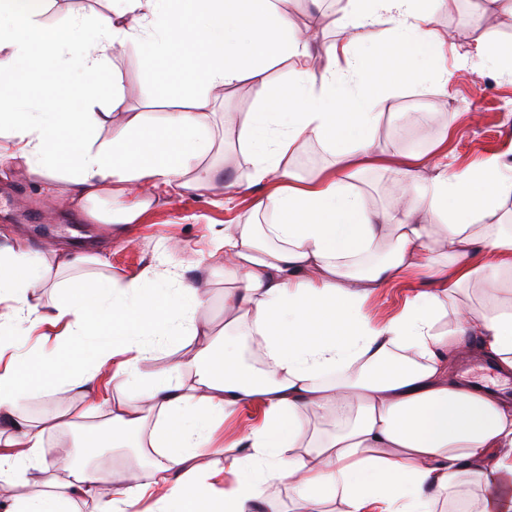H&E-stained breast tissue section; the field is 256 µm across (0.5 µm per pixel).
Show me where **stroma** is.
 Instances as JSON below:
<instances>
[{"mask_svg": "<svg viewBox=\"0 0 512 512\" xmlns=\"http://www.w3.org/2000/svg\"><path fill=\"white\" fill-rule=\"evenodd\" d=\"M472 7L471 0H458L455 9L439 6L437 20L441 29L451 33L454 52L448 53V93L434 90H408L388 100L385 113L400 114L394 126H379L376 136L382 145L396 154L424 151L444 143L448 163L477 166L494 154L512 147V122L504 108L512 105V77L460 65L459 52L472 49L477 41L499 45L512 44V16L503 14L487 25L462 23L460 15ZM112 11L111 0H48L41 17L51 28L80 19L84 30L96 27L99 15ZM107 66L119 80L127 111L140 112L151 121L175 107L174 101L159 86L155 73L133 50L114 47ZM258 94L248 82H240L225 98L212 102L209 135L214 142L206 156L207 164L223 171L224 182L212 191L173 194L162 204L145 211L138 223L129 225L132 242L109 234L106 225L87 216L75 215L50 200L42 189V179L28 173L0 176V248L23 239L33 256L47 255L54 246L96 244L109 263L113 276L122 278L147 267L164 271L171 281L191 276L196 266L210 268L208 302L198 310L212 334L224 328V268L211 263L209 253L215 237L231 219H246L266 186H248L250 166L234 133L224 128L228 112H251ZM408 112H423L427 118L417 124L405 120ZM428 275L413 273L383 288L369 311L372 321L396 315L405 301L430 289ZM262 412L246 406L232 418L219 424L213 434V446L195 458L201 467H225L241 433L260 420Z\"/></svg>", "mask_w": 512, "mask_h": 512, "instance_id": "35a3bbf8", "label": "stroma"}]
</instances>
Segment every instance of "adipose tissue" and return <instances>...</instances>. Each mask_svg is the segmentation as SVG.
Returning <instances> with one entry per match:
<instances>
[{
	"mask_svg": "<svg viewBox=\"0 0 512 512\" xmlns=\"http://www.w3.org/2000/svg\"><path fill=\"white\" fill-rule=\"evenodd\" d=\"M345 0L336 26L350 39L327 44L299 31L289 0H190L191 18L173 0H117L78 54L66 55L40 21L46 0H10L24 32L0 24V113L11 162L53 183L65 172L59 204L100 224L139 217L170 190L213 188L215 170L202 166L209 95L249 81L255 111L224 115L252 166L249 184L267 186L253 220L225 225L224 333L206 341L200 323L181 320L207 302V271L171 285L145 270L117 280L98 255L57 250V269L80 286L71 301L43 308L34 294L45 268H32L24 242L0 249V482H41L47 436L74 430L78 447L153 448L149 480L130 475L107 492L100 476L72 463L58 468L49 490L0 505V512H75L77 496L98 512H135L153 500L159 512H200L197 493L225 471L192 461L206 449L216 419L260 404L264 420L242 434L245 453L231 460L236 479L224 492V512H260L274 485L288 484L299 512H434L476 482V512H512V403L458 378L456 359L479 353L512 371V298L488 307L460 304L466 290L495 288L512 267V224L479 216L512 195V164L493 155L478 167L451 169L434 151L394 157L373 132L380 105L409 85L435 76L447 92L443 66L448 36L436 23L438 2ZM129 48L148 64L173 60L163 75L184 108L161 125L130 113L110 140L92 131L108 118L95 102L111 93L123 109L106 59ZM288 62V83L272 84L269 65ZM76 72L73 90L47 96L40 78ZM332 156L324 172L300 176L289 155L308 143ZM363 165L392 166L401 199L375 208L351 183ZM427 272L432 291L404 311L369 324L365 306L400 276ZM453 327L438 330L442 313ZM59 328L51 353L55 371L39 373L19 347L42 326ZM147 336L198 340L190 354L153 372ZM251 339L255 361L240 359ZM126 386L124 399L96 393L102 375ZM78 391L103 425L79 430L67 414L31 418L27 398Z\"/></svg>",
	"mask_w": 512,
	"mask_h": 512,
	"instance_id": "obj_1",
	"label": "adipose tissue"
}]
</instances>
